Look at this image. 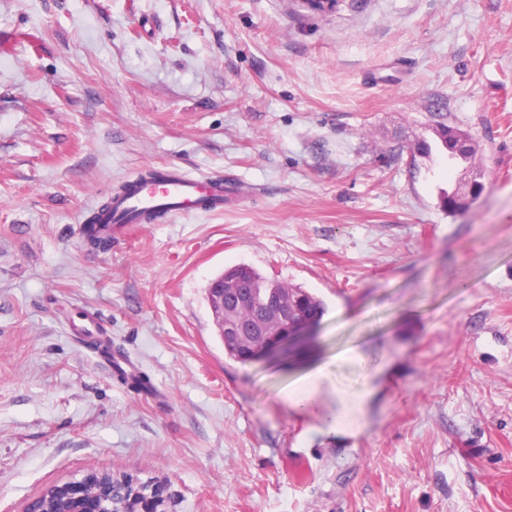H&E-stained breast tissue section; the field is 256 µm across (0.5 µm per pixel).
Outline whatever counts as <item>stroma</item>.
<instances>
[{
	"label": "stroma",
	"mask_w": 512,
	"mask_h": 512,
	"mask_svg": "<svg viewBox=\"0 0 512 512\" xmlns=\"http://www.w3.org/2000/svg\"><path fill=\"white\" fill-rule=\"evenodd\" d=\"M0 31V512L89 470L166 512H512V0H0ZM441 122L486 170L463 215ZM170 166L223 210L87 243ZM240 264L382 367L360 431L227 356L206 287ZM437 138L441 145L448 151V156L451 158H459L464 161H469L471 166V175L474 179V190L471 198H463L459 196L458 192L446 193L443 197V205L450 214H460L469 210L471 205L481 196L485 189L483 182L484 172L481 165H475L472 159L475 154V148L472 144V140L467 134L460 133L456 128L446 125L439 124L434 130ZM459 135L464 136L468 140V147H461L458 151H452L451 142L458 143Z\"/></svg>",
	"instance_id": "35a3bbf8"
}]
</instances>
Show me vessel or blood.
<instances>
[{
    "label": "vessel or blood",
    "instance_id": "vessel-or-blood-1",
    "mask_svg": "<svg viewBox=\"0 0 512 512\" xmlns=\"http://www.w3.org/2000/svg\"><path fill=\"white\" fill-rule=\"evenodd\" d=\"M110 204L111 214L101 215L100 220L110 224L113 234L118 235L151 212L191 215L222 209L224 181L190 175L172 166L160 171L156 178L132 181L127 192L112 196Z\"/></svg>",
    "mask_w": 512,
    "mask_h": 512
}]
</instances>
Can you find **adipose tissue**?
<instances>
[{
    "mask_svg": "<svg viewBox=\"0 0 512 512\" xmlns=\"http://www.w3.org/2000/svg\"><path fill=\"white\" fill-rule=\"evenodd\" d=\"M336 360L322 359L287 390L280 393V401L291 411L314 417L323 432H343L362 428L368 403L375 391V375L364 372L360 388L338 391L330 405H323L320 396L330 388Z\"/></svg>",
    "mask_w": 512,
    "mask_h": 512,
    "instance_id": "obj_1",
    "label": "adipose tissue"
}]
</instances>
